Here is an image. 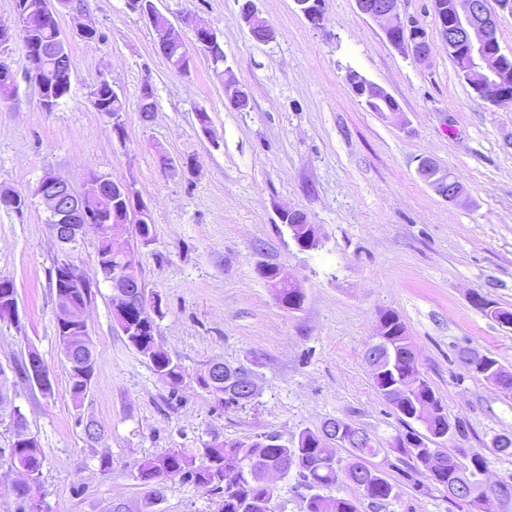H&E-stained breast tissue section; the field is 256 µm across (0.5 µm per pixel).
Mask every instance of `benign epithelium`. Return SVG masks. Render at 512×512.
I'll return each mask as SVG.
<instances>
[{
	"mask_svg": "<svg viewBox=\"0 0 512 512\" xmlns=\"http://www.w3.org/2000/svg\"><path fill=\"white\" fill-rule=\"evenodd\" d=\"M296 10L313 26L322 25L323 13L317 11V0H293ZM358 10L369 18L382 23L383 33L390 45L397 51L411 56L416 60L425 61L431 53V42L428 33L420 25L401 17L399 0H355ZM239 16L247 28L250 39L266 44L273 41L276 34L259 15L255 0H237ZM186 24L192 32V43L199 47L211 45L217 31L208 23L188 19ZM497 16L488 11L485 0H451L448 4V15L437 19V32L442 42L448 47V53L455 59L461 78L471 85L483 98L496 106L509 103L507 71L512 66V58L502 53L496 42ZM27 54L32 58L30 79H35L37 68L40 67L45 49L43 45L32 42L26 45ZM231 94L227 102L234 108L243 111L248 108L250 96L244 83L230 79ZM353 89L362 97L367 108L372 109L390 94L380 85L361 75L357 78ZM420 163L433 172L425 182L432 190L445 200H456L464 193L463 187L456 181L448 179V171L429 159ZM129 186L122 182L112 185L104 183L103 178L95 176L89 180L88 188L77 192L70 182L53 173H48L39 181L35 194L40 197L50 214V229L56 240L64 247L80 241L88 224L94 222L92 212L100 207L104 195L124 196ZM103 236L111 248L122 250L125 243L116 235V230L130 219H117L108 212L102 215ZM100 274L105 283L112 289V300L115 304L114 322L118 330H123V319L127 306L137 304L147 310L148 294L142 292L141 279L136 272V264L132 263L120 272H112L107 265L99 264ZM70 281L76 286H88L79 268L69 255L61 256L56 273V287ZM27 376L38 386L46 383L49 371L41 363L38 354L28 353L25 361ZM237 391L247 395L251 400L257 395L258 387L250 374L236 375ZM425 463L453 468L459 464L456 456L448 454L446 448H432L423 456Z\"/></svg>",
	"mask_w": 512,
	"mask_h": 512,
	"instance_id": "benign-epithelium-1",
	"label": "benign epithelium"
}]
</instances>
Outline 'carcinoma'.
Wrapping results in <instances>:
<instances>
[{"mask_svg": "<svg viewBox=\"0 0 512 512\" xmlns=\"http://www.w3.org/2000/svg\"><path fill=\"white\" fill-rule=\"evenodd\" d=\"M165 27V18L160 16L154 20V29L157 33L158 48L170 65L183 72H188V60L179 56L178 52L170 49L162 41V31ZM61 30L56 23L36 19L32 24L23 27L19 34V41L23 44L37 41L50 49L42 63V82L37 84L38 91L52 92L55 89L53 80L55 71L59 66H71L70 52H65V59L58 57L56 47L60 43ZM90 102L95 111L112 118L118 112H124V102L112 90L110 83L97 84L91 93ZM259 274L273 288L276 289L277 299L282 306L295 310L302 306L303 296L298 289L290 288L274 281L277 276L276 268L266 266L259 269ZM129 325L126 330L127 343L138 352L152 348L156 344L157 324L151 318L141 317V312L134 308L127 312ZM385 319L387 341L396 354L395 363H390L389 355L383 351L374 360V366L391 365L389 374H372L378 392L392 405L398 418L403 422L420 421L415 416L417 403L422 394H428L435 402V417L424 424L426 433L422 434L411 430L403 435L406 447L400 452L408 457L411 453L409 445L421 443L430 439L440 431L449 429L448 418L443 413L441 402L432 388L425 384L423 392L412 391L404 399H393L389 386L403 377L404 371L411 368L410 359L407 358L411 341L406 334L404 324L399 316L393 312L381 315ZM65 350L63 361L70 379V390L74 403L79 404L84 398L94 374L96 357L91 340L75 342L72 346L61 345ZM464 350H459V360L464 367L483 376L485 380L496 386L506 396H512V372L501 370L495 373L492 365L497 360L490 356L485 359L465 360ZM150 364L159 378L166 383L176 386L183 380V370L178 359L168 352L157 349L156 357L150 359ZM198 383L208 390L220 404L229 407V402L235 400L236 391L230 384L224 383V375H215L211 368L201 373ZM348 451V456L339 455V449ZM378 449L374 448L368 433L357 426H352L342 436L328 438L324 435V428L317 430L304 429L291 439L284 442L281 437L271 433L261 436L251 442L233 441L207 445L203 448H174L164 454L145 462L138 468L139 479L149 481L152 472L162 474L167 479L178 478L190 482L205 491L221 497L220 512H266L263 503L271 497V491L252 470L253 458H260L264 465L270 467L280 466L284 463L293 467L300 484L318 490V493L306 500V512H358L356 500L353 497L327 498L320 491L336 484L338 473H343L347 480L356 488L359 494L373 503L382 504L390 497H398L396 486L385 477H369V467L365 464V457L374 456ZM7 455L11 465L22 471L32 474V484L21 489L17 497L27 501L32 491L39 484L44 451L39 442L32 437L20 445L12 442L9 448H0V456ZM458 454L466 459L462 464L463 474L455 480L472 486L477 492L475 500L486 498L494 492V486L484 483L482 475L488 468L487 458L479 452H468L462 448ZM234 469L237 481L232 486H224V470Z\"/></svg>", "mask_w": 512, "mask_h": 512, "instance_id": "obj_1", "label": "carcinoma"}]
</instances>
